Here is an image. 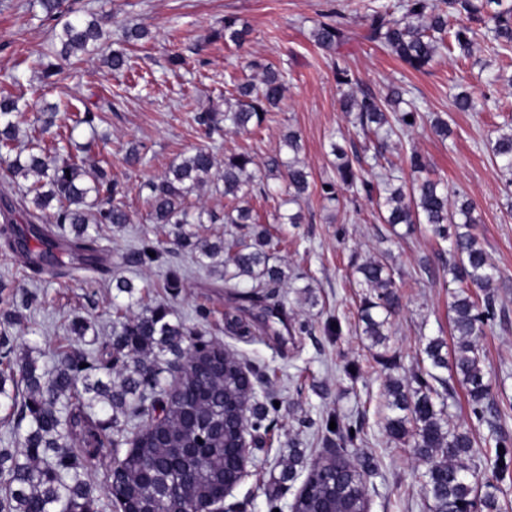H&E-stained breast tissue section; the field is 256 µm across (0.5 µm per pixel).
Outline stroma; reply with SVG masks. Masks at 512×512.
Returning <instances> with one entry per match:
<instances>
[{
  "label": "stroma",
  "mask_w": 512,
  "mask_h": 512,
  "mask_svg": "<svg viewBox=\"0 0 512 512\" xmlns=\"http://www.w3.org/2000/svg\"><path fill=\"white\" fill-rule=\"evenodd\" d=\"M397 0H66L77 16L99 18L105 32L103 49L117 46L122 29L137 25L144 38L127 50L133 70L112 73L101 55H76L59 61L57 84L41 94L43 77L39 54L55 56L60 49L54 21L46 19L37 0H0V73L19 71L17 85L1 84L25 105L19 119L21 134L33 131L38 98L65 106L82 99L102 120L96 130L76 128L86 163L106 165L123 185L126 204L135 223L117 228L101 225L99 235L108 249L113 272L130 278L134 294L118 293L110 279L83 273L76 278L44 276L33 282L20 263L0 247V309L14 302L22 307V321L9 328L15 351L18 339L35 336L41 366L55 362V352L70 341L68 325L74 316L91 322L98 336L112 330L114 304L135 297L162 304L198 331L203 341L218 343L234 353L250 372L257 398L274 393L279 408L275 425L264 443L252 446L250 474L227 496L225 507L246 503L247 512H291V505L312 467L337 451L326 421L338 417L362 429V441L348 449L349 458H369L366 491L372 512H429L430 500L423 474L425 464L407 441L390 438L384 429L387 410L385 386L391 379L410 381L422 366L429 340L443 339L455 346L450 304L459 283L448 274V245L430 233H407L405 225L380 223L376 209L365 199H353L350 189L338 194V203L323 200L321 186L333 180L332 146L357 155L363 173L373 161L366 142L354 126L353 115L341 112V91L386 95L391 87L409 90L426 117L425 124L401 140L392 141L385 166L403 179L411 173L405 158L418 151L449 193L460 192L477 204L478 224L472 232L497 269L494 283L496 319L484 326L479 338L495 410L485 422L473 424L466 390L454 384L447 401L449 426L472 432L473 451L466 464L474 482L484 484L495 467V445L512 449V196L501 181L491 140L512 123V86L489 89L498 70L512 73V57L494 56L487 48L491 37L479 28L470 56L442 52L424 70L406 68L377 43L365 40L368 7L396 4ZM336 17L349 35L340 60L318 48L311 31L315 24ZM236 18L249 35L243 47L215 38L225 18ZM186 59L184 67L168 64L172 53ZM273 64L287 75V91L261 129L227 131L212 144L216 158L249 152L255 161L253 179L244 201L280 243L270 262L291 276H302L310 293L278 288L274 298L284 301L285 322H273L263 332L264 306L236 296L233 285L220 275L199 271L191 254L172 253L150 267L128 265L126 256L140 238L167 243L170 226L149 224L145 218L148 182L188 155L204 138L194 117L224 107L228 80L258 82L253 62ZM352 76L340 89L336 65ZM468 91L473 106L458 110L453 97ZM447 120V139L434 135L431 117ZM301 137V157L311 173L308 196L302 204L304 221L281 224L265 187L273 160L284 159L283 138L288 131ZM140 147L142 162L128 166L124 157ZM377 259L393 271L400 307L390 319L384 344L375 346L363 335L359 313L365 288L359 284L358 265ZM178 273L181 285L165 287L169 273ZM252 325L253 335L235 336L224 329L226 315ZM300 450L302 464L293 474L283 470L291 450Z\"/></svg>",
  "instance_id": "1"
}]
</instances>
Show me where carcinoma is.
Instances as JSON below:
<instances>
[{"label": "carcinoma", "mask_w": 512, "mask_h": 512, "mask_svg": "<svg viewBox=\"0 0 512 512\" xmlns=\"http://www.w3.org/2000/svg\"><path fill=\"white\" fill-rule=\"evenodd\" d=\"M499 0H454L452 5L472 21L492 24L491 32L498 53L512 50V6L489 16L483 11ZM402 16L395 19L386 10L368 15L366 39L381 44L407 68L421 71L443 50L456 47L469 55L474 44V29L459 22L452 24L436 0H402ZM102 32L96 18L66 21L58 35L60 54L92 55ZM315 44L334 58L347 42L345 30L338 24L318 22L311 32ZM246 30L237 28V20L224 19V42L243 45ZM108 68L122 74L131 68L130 57L115 50L107 57ZM262 70L260 84L233 83L230 96L224 98V111L202 112L196 122L208 136L221 135L227 128L248 132L261 127L269 112L277 107L286 91V75L271 64L252 62ZM405 90L396 87L381 99L364 91L361 96L344 94L341 111L355 113L361 131L374 136L376 153L389 148L390 137L414 129L424 120L414 102L396 112L392 105L403 101ZM19 99L0 95V182L11 184L18 178H34L29 192L18 201L3 200L0 206V238L30 270L31 279L43 273L72 276L64 268L62 256L88 263L98 269L102 251L94 224L122 227L134 223L123 201L119 181L97 165L85 166L73 155L59 158V147L48 146L34 138L18 145ZM74 126L94 128L101 116L74 103L67 105ZM412 117L413 121L406 120ZM293 156L276 160L273 168L284 181L283 205H300L310 188V173L298 157V135H286ZM336 181L363 193L377 204L385 224H404L414 231L421 226L434 236L449 241L448 274L465 284L451 304L454 335L458 336L453 359L443 353L441 339L431 340L425 348L430 367L411 377L405 385L398 379L385 387L386 433L394 439L412 438L414 454L427 465L426 488L432 505L430 512H462L474 505L476 483L470 480L465 457L473 448L467 432L447 428L445 402L435 384L445 385L436 374L448 369L466 389L472 414L477 422L494 400L485 381L484 361L476 344L484 325L495 317L490 293L494 268L471 225L477 223L476 204L467 197L448 206V191L439 178L430 176L428 163L415 150L407 163L414 179L410 187L401 177L387 170L367 179L353 168V162L339 147L332 148ZM493 154L505 187L512 186V131L496 137ZM253 157L247 152L224 156V169H215V156L206 146L172 166L156 181L147 184L148 221L174 226V245L196 253L197 264L210 272H220L224 282L251 283L243 296L256 302L269 299L268 289L280 287L284 272L269 265L270 237L266 230L255 229L237 241L235 248L224 250V239L195 241L186 231L190 224L202 223L203 215L214 222L217 217L204 210L193 214L188 199L211 178L223 182L224 223L242 227L259 223V217L243 204L240 193L252 178L249 166ZM52 213H47L48 209ZM68 227L65 244H60L42 223ZM453 232H448V225ZM155 256H150V253ZM163 251L145 237L141 247L130 256L133 265L158 261ZM360 284L370 288L361 310L362 334L374 345L386 340L389 318L399 305L393 276L380 261L357 267ZM485 292L478 305L469 288ZM131 306L115 308L112 336L102 341L98 355L68 345L60 350L54 366L46 369L32 357L37 347L25 342L27 354L13 357L9 338H0V408L9 411L15 429L23 431L24 450L18 454L0 448V512H97V498L89 479L99 449L110 446L113 457L112 480L130 512H184L217 497L225 481L236 470L230 448L232 438L218 430L224 418L238 409L237 384L241 361L230 351L192 337L197 332L174 317L162 306H144L130 313ZM120 367L119 384L105 382L103 372L112 375ZM173 369L179 383L171 391L163 386L161 374ZM12 389L6 388V382ZM275 398L266 396V407L250 411L246 426L253 439L261 443L272 423L269 410L276 409ZM132 420L141 423L138 439L123 455L125 427ZM342 446H356L360 428L349 424L332 430ZM309 490L296 495L295 512H315L318 500L336 495V474L328 469L310 471Z\"/></svg>", "instance_id": "carcinoma-1"}]
</instances>
